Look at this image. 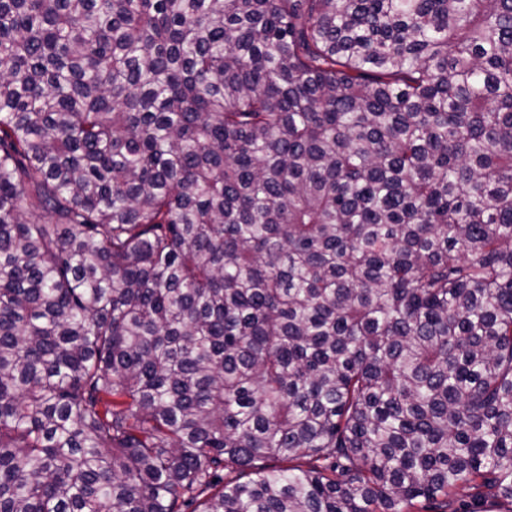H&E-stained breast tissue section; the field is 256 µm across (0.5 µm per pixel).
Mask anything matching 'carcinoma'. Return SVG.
Instances as JSON below:
<instances>
[{
	"mask_svg": "<svg viewBox=\"0 0 512 512\" xmlns=\"http://www.w3.org/2000/svg\"><path fill=\"white\" fill-rule=\"evenodd\" d=\"M462 485L512 504V0H0V512Z\"/></svg>",
	"mask_w": 512,
	"mask_h": 512,
	"instance_id": "carcinoma-1",
	"label": "carcinoma"
}]
</instances>
